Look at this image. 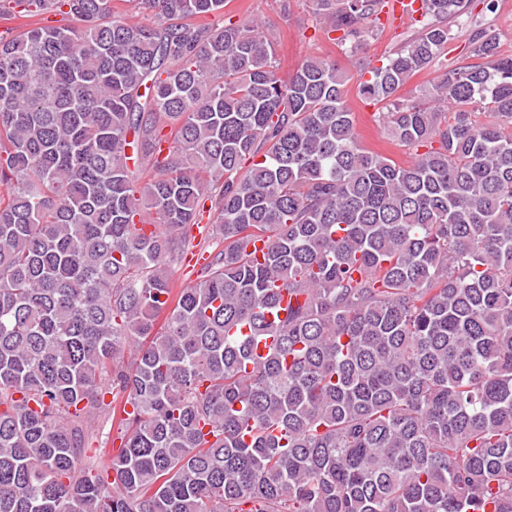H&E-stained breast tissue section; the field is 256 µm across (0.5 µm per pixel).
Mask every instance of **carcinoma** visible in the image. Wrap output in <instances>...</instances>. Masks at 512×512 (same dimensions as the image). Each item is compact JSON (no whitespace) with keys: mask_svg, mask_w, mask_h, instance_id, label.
I'll use <instances>...</instances> for the list:
<instances>
[{"mask_svg":"<svg viewBox=\"0 0 512 512\" xmlns=\"http://www.w3.org/2000/svg\"><path fill=\"white\" fill-rule=\"evenodd\" d=\"M314 4L355 43L384 0ZM224 6L0 0L79 23L0 33V512H512V54L479 28L398 103L470 6L421 0L359 84L399 163L334 61L285 80ZM202 212L224 248L176 292ZM120 430L118 420L101 414L93 425L88 436L89 448H103L108 453H115L120 446Z\"/></svg>","mask_w":512,"mask_h":512,"instance_id":"carcinoma-1","label":"carcinoma"}]
</instances>
